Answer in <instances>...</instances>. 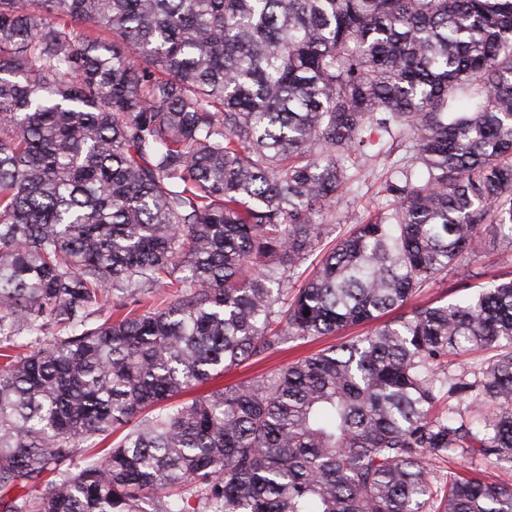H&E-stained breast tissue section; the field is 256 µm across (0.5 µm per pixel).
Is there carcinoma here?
<instances>
[{
	"label": "carcinoma",
	"instance_id": "obj_1",
	"mask_svg": "<svg viewBox=\"0 0 512 512\" xmlns=\"http://www.w3.org/2000/svg\"><path fill=\"white\" fill-rule=\"evenodd\" d=\"M386 135L391 207L288 290ZM485 224L512 245V0H0V490L39 483L5 512H512L478 476L512 271L173 402L406 307ZM373 326L374 325L365 328L350 329L345 332V335L324 336L308 343L300 344L299 341L294 343L290 342L283 347L284 349L281 352L276 353L261 362L251 365H242L231 369L228 372H225L224 378L219 379L215 385L235 383L252 378L262 373L276 371L281 367L286 366L288 363L297 361L298 359L304 358L306 356H310L328 346L339 343L352 336L362 334L363 332L371 329Z\"/></svg>",
	"mask_w": 512,
	"mask_h": 512
}]
</instances>
